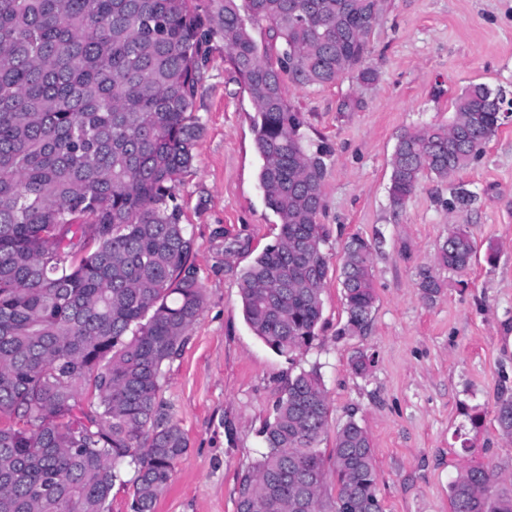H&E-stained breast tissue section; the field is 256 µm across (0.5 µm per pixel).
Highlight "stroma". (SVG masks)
<instances>
[{
    "instance_id": "obj_1",
    "label": "stroma",
    "mask_w": 512,
    "mask_h": 512,
    "mask_svg": "<svg viewBox=\"0 0 512 512\" xmlns=\"http://www.w3.org/2000/svg\"><path fill=\"white\" fill-rule=\"evenodd\" d=\"M365 64L373 83L350 73L324 86L283 85L306 143L330 150L319 216L329 229L321 329L291 362L242 316L240 275L280 224L257 178L253 101L223 40L209 42L195 102L204 133L174 200L205 303L160 391L189 448L156 512H236L238 477L264 452L261 430L301 367L318 368L329 401L323 453L347 418L367 431L383 512H450L448 487L462 465L488 464L512 480V439L495 421L497 396L512 395V121L467 169L423 177L403 207L388 192L401 132L449 123L454 99L472 84L512 97V0H385ZM464 193L474 197L466 206L456 201ZM452 224L467 228L477 254L465 274L441 271L444 287L429 304L418 271L433 264ZM354 235L374 247L376 302L367 333L343 336L339 269ZM361 352L374 363L358 375L351 360ZM466 405L482 412L480 429L463 415Z\"/></svg>"
}]
</instances>
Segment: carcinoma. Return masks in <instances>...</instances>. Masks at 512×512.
I'll return each instance as SVG.
<instances>
[{
  "mask_svg": "<svg viewBox=\"0 0 512 512\" xmlns=\"http://www.w3.org/2000/svg\"><path fill=\"white\" fill-rule=\"evenodd\" d=\"M383 0H0V512H109L121 466L134 467L132 512H155L189 442L159 401L164 367L199 318L192 237L170 205L203 133L194 114L204 45L217 34L256 115L258 181L280 220L274 244L240 276L246 324L293 361L318 338L328 274L318 223L329 150L303 144L283 79L365 82L368 35ZM265 30L267 39L254 37ZM503 92L484 84L454 101L446 126L398 136L389 196L468 168L503 124ZM372 244L355 235L340 270L347 319L365 333L375 302ZM476 253L460 226L436 265L464 274ZM417 288H442L423 266ZM512 438V396L495 405ZM329 403L317 368L288 378L237 486L236 512H382L367 432L336 431L323 499L319 450ZM451 512H512V483L468 466Z\"/></svg>",
  "mask_w": 512,
  "mask_h": 512,
  "instance_id": "1",
  "label": "carcinoma"
}]
</instances>
